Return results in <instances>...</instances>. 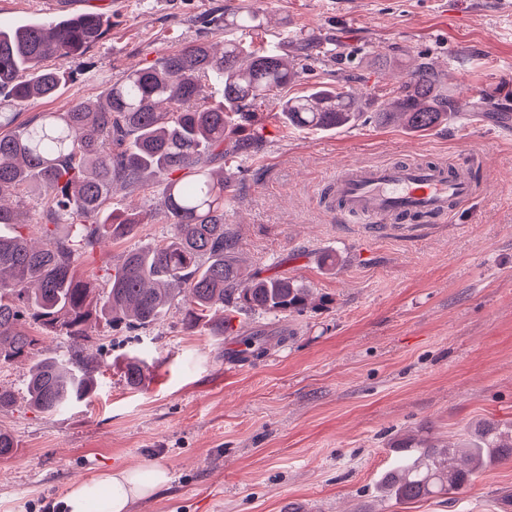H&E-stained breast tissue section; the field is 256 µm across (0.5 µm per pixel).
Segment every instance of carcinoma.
<instances>
[{"instance_id":"cac0c4a2","label":"carcinoma","mask_w":512,"mask_h":512,"mask_svg":"<svg viewBox=\"0 0 512 512\" xmlns=\"http://www.w3.org/2000/svg\"><path fill=\"white\" fill-rule=\"evenodd\" d=\"M262 11L240 8L224 28L257 31ZM107 33L98 13L0 29V364L36 359L28 403L55 413L92 397L97 380L83 359L39 358L43 333L86 341L101 322L119 330L146 329L167 311L184 307L194 327L210 325L215 336L231 334L229 321L211 319L217 307L267 313H302L313 290L288 278L242 271L238 237L224 223V201L234 173L214 170L224 160L254 151L255 137L224 146L229 128L256 121V109L298 80V63L278 52L246 53L234 40L218 54L207 43L189 45L158 63L131 71L102 100L80 102L65 112H44L20 127L13 109L51 98L66 81L63 62L99 44ZM223 78L224 100L204 94L212 76ZM288 124L319 131L353 125L363 106L339 84L312 88L279 102ZM453 91L430 63L405 68L400 84L375 117L418 132L457 114ZM164 184L160 206L173 231L165 241L128 251L107 269L103 292L78 272L81 256L107 238L133 235L144 223L136 208L115 213L112 188L136 191ZM42 198L41 247L28 242L31 221L25 197ZM18 197L17 204L6 201ZM395 465L377 485L381 496L411 503L461 489L491 465L512 459V426L479 424L463 443L443 444L417 435L393 442Z\"/></svg>"}]
</instances>
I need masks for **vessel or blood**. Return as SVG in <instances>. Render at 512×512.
<instances>
[{
    "mask_svg": "<svg viewBox=\"0 0 512 512\" xmlns=\"http://www.w3.org/2000/svg\"><path fill=\"white\" fill-rule=\"evenodd\" d=\"M478 190L465 158L448 166L426 161L354 162L337 166L325 177L320 203L342 223L409 232L417 218L450 217Z\"/></svg>",
    "mask_w": 512,
    "mask_h": 512,
    "instance_id": "obj_1",
    "label": "vessel or blood"
}]
</instances>
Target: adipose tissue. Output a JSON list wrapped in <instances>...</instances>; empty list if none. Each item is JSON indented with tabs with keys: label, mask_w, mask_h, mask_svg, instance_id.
<instances>
[{
	"label": "adipose tissue",
	"mask_w": 512,
	"mask_h": 512,
	"mask_svg": "<svg viewBox=\"0 0 512 512\" xmlns=\"http://www.w3.org/2000/svg\"><path fill=\"white\" fill-rule=\"evenodd\" d=\"M168 480L165 470L115 468L89 481L71 484L62 499L64 512H130L132 504Z\"/></svg>",
	"instance_id": "adipose-tissue-1"
}]
</instances>
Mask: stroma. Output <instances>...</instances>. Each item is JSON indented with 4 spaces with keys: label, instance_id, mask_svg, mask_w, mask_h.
I'll use <instances>...</instances> for the list:
<instances>
[{
    "label": "stroma",
    "instance_id": "obj_1",
    "mask_svg": "<svg viewBox=\"0 0 512 512\" xmlns=\"http://www.w3.org/2000/svg\"><path fill=\"white\" fill-rule=\"evenodd\" d=\"M0 0V27L106 12L108 36L68 58L73 75L53 98L19 109L26 122L102 96L126 73L195 43L271 47L303 72L282 90L301 95L351 77V89L387 98L401 63L434 65L470 96L492 93L501 120L459 118L425 132L360 122L333 132L282 122L276 101L259 110L261 146L234 171L224 221L243 268L287 276L324 296L302 314L242 312L235 328L267 342L252 362L235 359L233 336L189 328L172 308L137 336L99 325L85 344L46 336L51 355L80 353L98 388L90 401L46 415L27 403L28 366H0L17 402L0 411L16 449L0 457V512H41L71 482L111 468L162 467L169 482L131 512H503L512 461L480 471L459 493L399 504L375 483L398 438L456 442L477 422L512 424V0ZM264 9L257 33L224 16ZM474 149L472 171L488 187L418 236L376 237L339 224L318 203L320 180L341 164L396 159L451 162ZM150 183L118 193L112 208L147 209L135 236L108 241L84 276L128 250L168 237L172 226ZM335 254L336 270L322 267ZM145 378L127 385L126 359Z\"/></svg>",
    "mask_w": 512,
    "mask_h": 512
}]
</instances>
